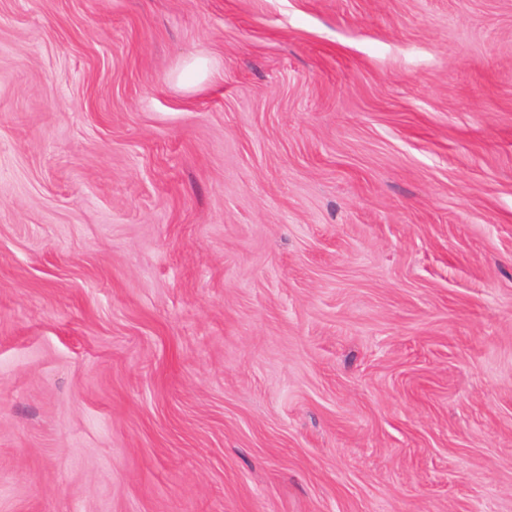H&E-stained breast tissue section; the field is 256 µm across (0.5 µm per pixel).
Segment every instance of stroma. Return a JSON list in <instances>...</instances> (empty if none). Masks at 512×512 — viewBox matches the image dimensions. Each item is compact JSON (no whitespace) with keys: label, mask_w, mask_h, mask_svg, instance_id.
<instances>
[{"label":"stroma","mask_w":512,"mask_h":512,"mask_svg":"<svg viewBox=\"0 0 512 512\" xmlns=\"http://www.w3.org/2000/svg\"><path fill=\"white\" fill-rule=\"evenodd\" d=\"M0 512H512V0H0ZM212 74L209 61L196 58L185 64L177 79L183 87L194 88L202 85Z\"/></svg>","instance_id":"obj_1"}]
</instances>
